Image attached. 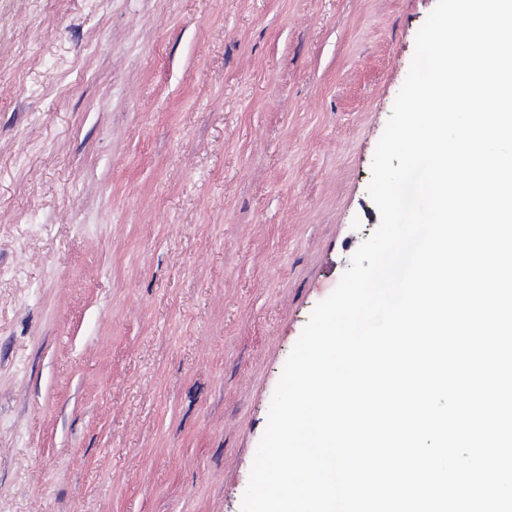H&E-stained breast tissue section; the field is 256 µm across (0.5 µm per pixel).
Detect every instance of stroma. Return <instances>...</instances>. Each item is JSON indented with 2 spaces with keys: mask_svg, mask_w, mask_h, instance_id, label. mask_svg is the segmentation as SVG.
<instances>
[{
  "mask_svg": "<svg viewBox=\"0 0 512 512\" xmlns=\"http://www.w3.org/2000/svg\"><path fill=\"white\" fill-rule=\"evenodd\" d=\"M435 5L0 0V512H241Z\"/></svg>",
  "mask_w": 512,
  "mask_h": 512,
  "instance_id": "obj_1",
  "label": "stroma"
}]
</instances>
